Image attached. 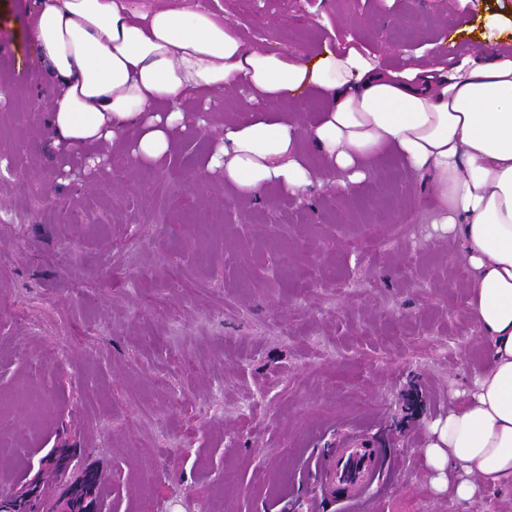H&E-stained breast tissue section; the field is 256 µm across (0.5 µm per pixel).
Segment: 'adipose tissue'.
I'll list each match as a JSON object with an SVG mask.
<instances>
[{"mask_svg": "<svg viewBox=\"0 0 512 512\" xmlns=\"http://www.w3.org/2000/svg\"><path fill=\"white\" fill-rule=\"evenodd\" d=\"M40 58L60 96L48 124L59 158L111 146L151 164L185 130L186 95L238 90L252 107L225 122L206 163L238 196L303 194L315 153L357 186L386 153L424 178L431 222L470 268L467 301L486 365L452 392L424 450L435 491L462 503L512 486V54L494 48L444 72L396 71L323 45L314 57L248 48L197 8L134 0H34ZM321 96L309 129L288 105Z\"/></svg>", "mask_w": 512, "mask_h": 512, "instance_id": "ef3b65f1", "label": "adipose tissue"}]
</instances>
